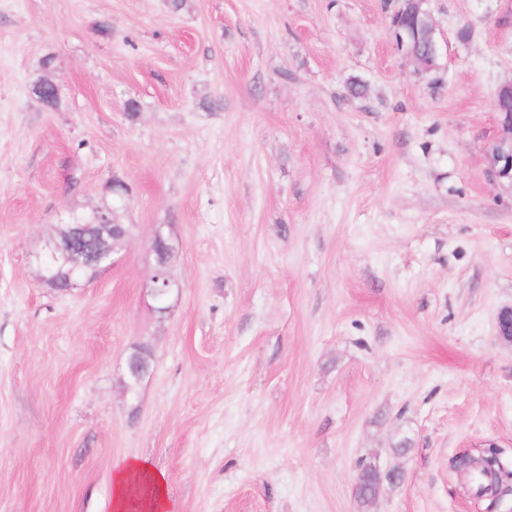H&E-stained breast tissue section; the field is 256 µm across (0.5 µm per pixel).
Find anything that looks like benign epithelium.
Listing matches in <instances>:
<instances>
[{"instance_id": "1", "label": "benign epithelium", "mask_w": 512, "mask_h": 512, "mask_svg": "<svg viewBox=\"0 0 512 512\" xmlns=\"http://www.w3.org/2000/svg\"><path fill=\"white\" fill-rule=\"evenodd\" d=\"M421 31L410 32L400 26H395L393 36L397 50L405 57L413 60L419 68L427 71V54L422 46H427L432 54H437L440 48V33L430 12H424ZM499 123L505 131V136L490 150V166L488 176L497 182L512 185V115L499 117ZM99 236L93 242L86 238V225L67 224L65 230L58 236L45 243L42 252L37 255V261L43 271V279L51 286H56L58 278L66 279L65 289L78 288L82 279L75 272L82 268L102 269L114 265L117 260V249L112 245V232L119 231L121 236L130 237L131 231L121 224H114L108 215L99 217ZM153 247L158 252V263L154 266L149 278V296L155 303L154 310L160 314L168 311V300L173 293L174 276L169 271L166 258L174 254L171 237L158 226L153 236Z\"/></svg>"}]
</instances>
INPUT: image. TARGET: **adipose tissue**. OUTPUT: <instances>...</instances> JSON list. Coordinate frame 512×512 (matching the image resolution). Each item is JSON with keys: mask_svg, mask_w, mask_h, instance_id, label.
<instances>
[{"mask_svg": "<svg viewBox=\"0 0 512 512\" xmlns=\"http://www.w3.org/2000/svg\"><path fill=\"white\" fill-rule=\"evenodd\" d=\"M113 512H128L138 506L140 512H174L167 492V479L148 459L138 457L114 462L112 466Z\"/></svg>", "mask_w": 512, "mask_h": 512, "instance_id": "ef3b65f1", "label": "adipose tissue"}]
</instances>
